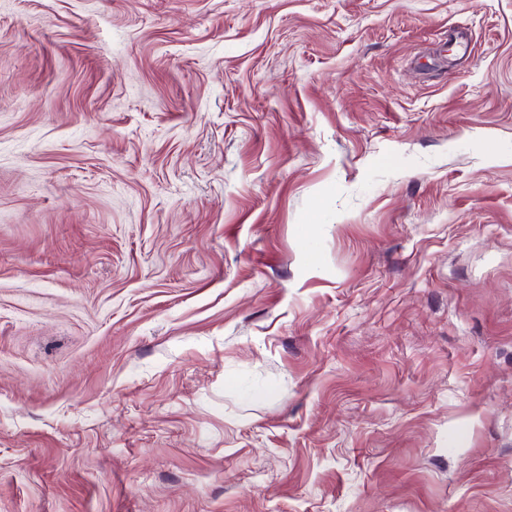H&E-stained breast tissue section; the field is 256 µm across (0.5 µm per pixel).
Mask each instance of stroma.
<instances>
[{
  "label": "stroma",
  "mask_w": 512,
  "mask_h": 512,
  "mask_svg": "<svg viewBox=\"0 0 512 512\" xmlns=\"http://www.w3.org/2000/svg\"><path fill=\"white\" fill-rule=\"evenodd\" d=\"M0 512H512V0H0Z\"/></svg>",
  "instance_id": "stroma-1"
}]
</instances>
